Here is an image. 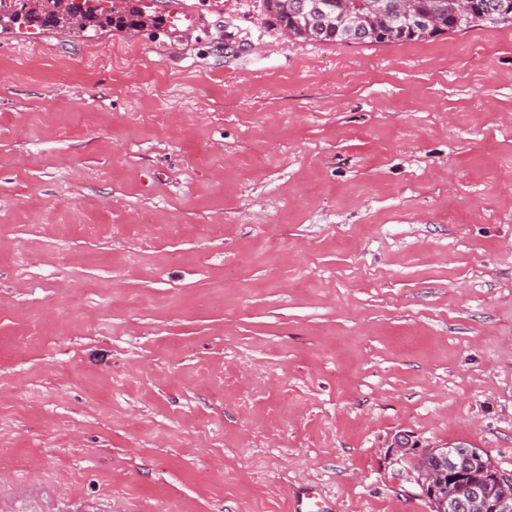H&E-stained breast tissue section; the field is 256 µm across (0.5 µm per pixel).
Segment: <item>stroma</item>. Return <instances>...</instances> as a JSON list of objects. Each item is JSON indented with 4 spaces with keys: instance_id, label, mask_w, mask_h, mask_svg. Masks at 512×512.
<instances>
[{
    "instance_id": "stroma-1",
    "label": "stroma",
    "mask_w": 512,
    "mask_h": 512,
    "mask_svg": "<svg viewBox=\"0 0 512 512\" xmlns=\"http://www.w3.org/2000/svg\"><path fill=\"white\" fill-rule=\"evenodd\" d=\"M142 3L0 32V512H430L402 432L512 471V23ZM300 0H263L267 15L281 29L285 24L296 27L297 39L315 41L329 45L390 44L419 41L439 35L457 32L477 26L485 17L499 16L501 20L512 19V0H472V11L466 17L456 12L457 0H416V12L421 16H432L438 20V27H411L400 21L401 0H380L384 10H373L375 0H349L353 9L364 17V28L360 35H348L338 27L337 17L341 13V1L321 0L325 14L322 17L315 38L309 40L299 30L306 28L305 20L296 14L294 4ZM402 16L408 23L417 21L426 24L431 17L421 19L410 6L413 0H404ZM357 4H360L359 6ZM505 15V16H503Z\"/></svg>"
}]
</instances>
